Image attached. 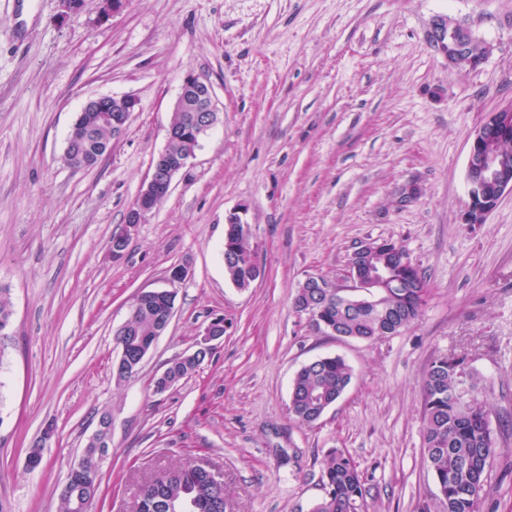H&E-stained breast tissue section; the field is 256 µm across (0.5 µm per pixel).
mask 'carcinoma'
Returning a JSON list of instances; mask_svg holds the SVG:
<instances>
[{
    "instance_id": "obj_1",
    "label": "carcinoma",
    "mask_w": 512,
    "mask_h": 512,
    "mask_svg": "<svg viewBox=\"0 0 512 512\" xmlns=\"http://www.w3.org/2000/svg\"><path fill=\"white\" fill-rule=\"evenodd\" d=\"M102 112H85L73 124L66 141L65 159L75 167L91 168L111 147L112 112L121 111L123 102L109 98ZM190 113L176 111L171 127L174 137L165 151L172 155L189 154L198 149L195 140L183 135ZM233 256L224 262L229 280L244 288L257 274L255 252L248 242V225H233ZM379 261L387 262L402 282L400 288L374 289L369 298L342 305L336 289L326 288L320 314L312 318L319 329L335 331L350 340L374 341L384 331L394 335L411 325L420 315L428 288L426 279L403 246L392 240L376 241ZM175 298L151 294L132 306L125 325L116 335L120 349L131 354L135 344L152 339L160 328L161 313ZM9 289L0 286V336L10 324ZM205 357H176L168 364L175 382L192 375ZM352 378L350 366L339 356H326L301 367L292 382L291 412L307 425L324 406L333 405ZM456 373L448 358L434 360L424 381V457L438 484L442 512H481V492L497 454L484 405L465 408L452 394ZM325 496L312 512H360L366 495L365 484L354 459L343 451L329 452L322 472ZM81 495L94 499L100 487V459L96 451H84L77 477ZM133 512H224V492L214 488L205 474L180 466L162 471L139 488Z\"/></svg>"
}]
</instances>
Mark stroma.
Listing matches in <instances>:
<instances>
[{
	"label": "stroma",
	"instance_id": "35a3bbf8",
	"mask_svg": "<svg viewBox=\"0 0 512 512\" xmlns=\"http://www.w3.org/2000/svg\"><path fill=\"white\" fill-rule=\"evenodd\" d=\"M489 48L449 64L436 17ZM208 82L219 121L143 223L126 216L167 145L185 76ZM139 108L92 168L69 166V130L88 98ZM512 104V0H0V502L60 512L69 467L103 414L110 449L87 512H132L142 481L202 459L224 476L225 512H311L328 453L344 449L367 512H438L424 462L423 382L463 358L498 454L483 512H512V192L464 224L471 136ZM417 199L405 203V186ZM245 208L260 277L237 288L224 217ZM127 235L113 256V235ZM402 245L429 288L420 317L373 342L318 331L294 306L310 276L344 283L355 247ZM187 268L175 312L140 371L117 381L115 333L136 296ZM224 337L192 376L155 379L206 324ZM352 379L314 425L290 412L313 359ZM54 438L28 470L46 424Z\"/></svg>",
	"mask_w": 512,
	"mask_h": 512
}]
</instances>
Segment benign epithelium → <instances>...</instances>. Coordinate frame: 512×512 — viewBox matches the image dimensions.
<instances>
[{
  "label": "benign epithelium",
  "instance_id": "obj_1",
  "mask_svg": "<svg viewBox=\"0 0 512 512\" xmlns=\"http://www.w3.org/2000/svg\"><path fill=\"white\" fill-rule=\"evenodd\" d=\"M477 41L471 28L452 18L436 19L435 42L439 52L447 57L448 64H458ZM175 109L192 112L194 118L186 135L198 137L206 134L218 123V107L211 86L198 77L188 75L183 80ZM512 140V105L488 113L483 124L471 138L466 182L469 202L461 215L463 224H482L496 207L502 195L512 191V164L498 149L499 142ZM195 154L171 160L157 155L151 166V174L128 211L126 223L140 224L169 195L177 173L185 168ZM371 243L357 246L349 261V285L336 288L344 300L363 297L371 288H380L395 281L391 269L367 265V253ZM224 335V319L216 317L204 328L196 347L213 348V343Z\"/></svg>",
  "mask_w": 512,
  "mask_h": 512
}]
</instances>
